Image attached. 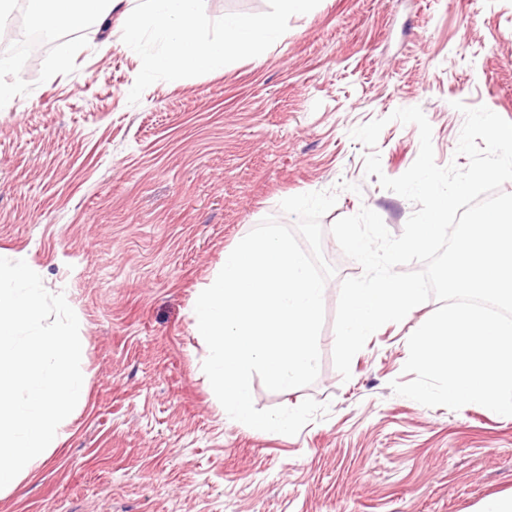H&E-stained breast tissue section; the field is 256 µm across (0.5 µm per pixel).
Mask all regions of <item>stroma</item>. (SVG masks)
Returning <instances> with one entry per match:
<instances>
[{
  "mask_svg": "<svg viewBox=\"0 0 512 512\" xmlns=\"http://www.w3.org/2000/svg\"><path fill=\"white\" fill-rule=\"evenodd\" d=\"M117 22L90 27L74 73L22 70L31 92L0 109V257L64 293L87 341L68 439L0 493V512H473L512 493V416L391 387L411 381L407 341L436 299L371 335L350 379L335 369L340 286L363 269L331 233L367 207L398 236L416 209L366 175L356 127L386 119L374 150L395 178L420 147L398 108L421 107L442 167L468 163L455 102L512 122V0H321L260 56L155 82L135 105L141 60ZM333 189L318 377L280 392L251 380L257 409L311 398L329 413L256 433L223 413L191 307L261 220L296 226L281 200Z\"/></svg>",
  "mask_w": 512,
  "mask_h": 512,
  "instance_id": "stroma-1",
  "label": "stroma"
}]
</instances>
